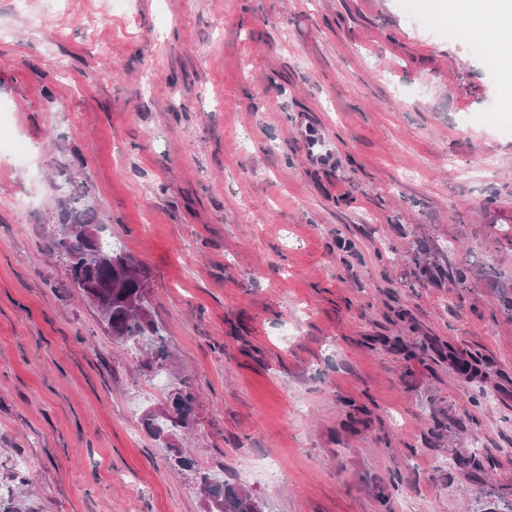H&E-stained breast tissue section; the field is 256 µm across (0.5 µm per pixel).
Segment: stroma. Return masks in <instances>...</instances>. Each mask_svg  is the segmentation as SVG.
<instances>
[{"mask_svg": "<svg viewBox=\"0 0 512 512\" xmlns=\"http://www.w3.org/2000/svg\"><path fill=\"white\" fill-rule=\"evenodd\" d=\"M432 4L0 0V139L31 148L0 153V512H205L200 470L263 512L512 503V316L490 280L412 275L421 239L512 274V112ZM69 178L170 376L72 288ZM185 382L189 425L153 439Z\"/></svg>", "mask_w": 512, "mask_h": 512, "instance_id": "obj_1", "label": "stroma"}]
</instances>
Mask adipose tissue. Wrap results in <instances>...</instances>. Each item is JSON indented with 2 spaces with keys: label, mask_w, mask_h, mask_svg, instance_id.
I'll use <instances>...</instances> for the list:
<instances>
[{
  "label": "adipose tissue",
  "mask_w": 512,
  "mask_h": 512,
  "mask_svg": "<svg viewBox=\"0 0 512 512\" xmlns=\"http://www.w3.org/2000/svg\"><path fill=\"white\" fill-rule=\"evenodd\" d=\"M435 9L480 40L500 74L499 96L512 108V0H436Z\"/></svg>",
  "instance_id": "ef3b65f1"
}]
</instances>
